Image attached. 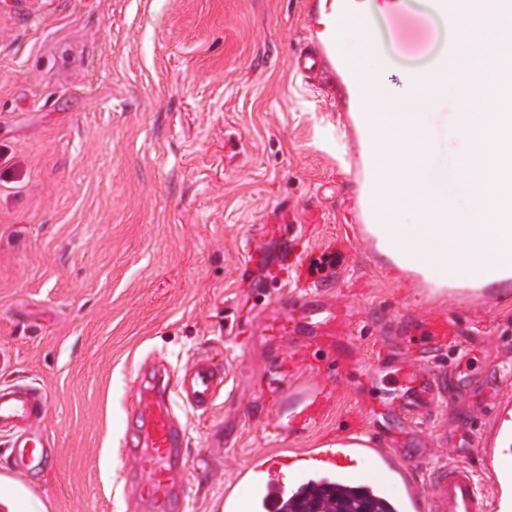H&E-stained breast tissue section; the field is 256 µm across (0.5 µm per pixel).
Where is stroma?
Wrapping results in <instances>:
<instances>
[{
  "label": "stroma",
  "mask_w": 512,
  "mask_h": 512,
  "mask_svg": "<svg viewBox=\"0 0 512 512\" xmlns=\"http://www.w3.org/2000/svg\"><path fill=\"white\" fill-rule=\"evenodd\" d=\"M305 0H0V384L48 396L49 470L30 477L40 512H137L120 460L141 364L217 356L215 406L172 403L187 428L191 512H211L236 467L279 448L260 386L294 344L263 327L287 312L295 256L330 283L331 310L362 335L339 340L350 370L315 438L351 413L425 467L475 463L501 395L512 397V291L460 314L468 352L428 361L446 394L408 426L392 379L399 331L453 301L392 266L345 220L359 166L346 123L295 71ZM452 37L412 12L378 45L340 54L375 69L430 66ZM429 148L454 162V94L420 108Z\"/></svg>",
  "instance_id": "1"
}]
</instances>
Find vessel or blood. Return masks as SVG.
I'll use <instances>...</instances> for the list:
<instances>
[{
    "instance_id": "obj_1",
    "label": "vessel or blood",
    "mask_w": 512,
    "mask_h": 512,
    "mask_svg": "<svg viewBox=\"0 0 512 512\" xmlns=\"http://www.w3.org/2000/svg\"><path fill=\"white\" fill-rule=\"evenodd\" d=\"M503 19L498 38L504 48L496 70L471 67L464 73L467 99L481 96L485 86L499 74L512 71V0H486ZM364 0H307L305 25L313 46L298 55L296 69L325 95L333 97L343 89L352 93L356 119L368 126L370 98L385 93L384 71H373L367 84L355 83L350 63L338 56L341 32L346 24L366 23ZM452 52H445L431 70L412 73L415 83L425 79L442 81L453 73ZM268 338L288 334L298 337L300 347L274 366V380L267 387L277 397L272 431L275 436H304L313 431L331 407L334 388L323 376L324 356L338 352L340 336H355L358 324L325 312V297L315 283L304 285L294 297L287 319H272L266 326ZM461 326L455 315H445L430 323L422 345L434 348L459 336ZM306 371L307 380L281 388L287 372ZM397 408L408 424H416L415 410L435 402L440 386L435 372H424L413 362L401 363ZM136 401L129 412L126 434L118 450L121 459L133 462L146 478L136 486L145 512H188L189 494L185 486L188 452L186 431L172 409L173 398L191 407L207 410L214 406L224 381V370L213 357L199 358L184 370L172 373L167 367L150 365L139 372ZM47 409V395L27 384L0 385V432L10 437L12 460L5 476L15 478V489L25 493L26 478L43 470L51 455V442L41 427ZM489 469L496 475L490 492L478 486L476 473L463 463L435 467L431 487L423 489L417 473L419 462L405 460L385 447L361 417H354L340 435L317 441L312 448H293L284 453L252 455L235 471V482L248 481L254 487L250 499L240 500L233 484L225 485L216 502L217 512H284L289 491L304 485L310 471H317L326 484L350 489L366 487L383 498L394 499L403 512H512V468L495 462V448H488Z\"/></svg>"
}]
</instances>
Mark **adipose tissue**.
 I'll return each mask as SVG.
<instances>
[{"mask_svg":"<svg viewBox=\"0 0 512 512\" xmlns=\"http://www.w3.org/2000/svg\"><path fill=\"white\" fill-rule=\"evenodd\" d=\"M501 18L494 12H456L447 26L456 38L460 67L494 65L501 51ZM480 41L483 51L468 46ZM446 83L413 86L408 74L388 81L384 97L371 101L372 124L367 145L378 161L375 177L385 186L380 213L395 214L409 202L418 216L432 209L444 212L452 195L467 198L453 224H372L368 231L377 251L402 270L418 273L435 289L459 281L488 284L512 277V225L497 221L512 209V194L497 182L512 168V87L493 85L478 98V111L458 112L455 167L439 162L429 151L418 104L443 94ZM485 185L484 195L469 200L472 183Z\"/></svg>","mask_w":512,"mask_h":512,"instance_id":"adipose-tissue-1","label":"adipose tissue"}]
</instances>
